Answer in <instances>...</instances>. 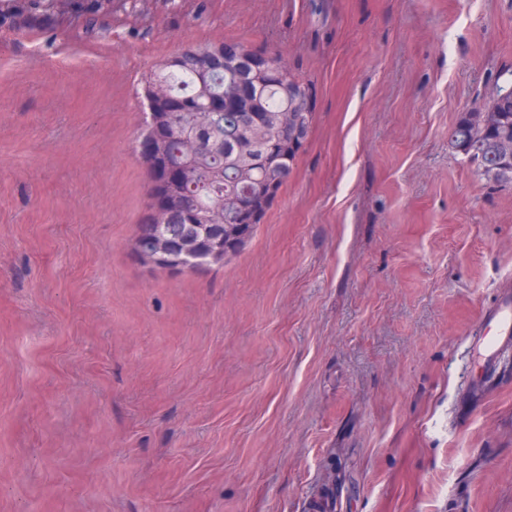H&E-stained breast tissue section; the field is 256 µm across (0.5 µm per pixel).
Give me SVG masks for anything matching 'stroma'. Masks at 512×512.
<instances>
[{
	"mask_svg": "<svg viewBox=\"0 0 512 512\" xmlns=\"http://www.w3.org/2000/svg\"><path fill=\"white\" fill-rule=\"evenodd\" d=\"M208 42L314 85L252 237L170 272L139 82ZM512 77V0H112L0 31V512H512V184L448 147ZM483 322L484 327L492 331V336L483 333L475 336L473 341L492 373L497 368L500 350L512 345V298L488 308L483 313Z\"/></svg>",
	"mask_w": 512,
	"mask_h": 512,
	"instance_id": "35a3bbf8",
	"label": "stroma"
}]
</instances>
